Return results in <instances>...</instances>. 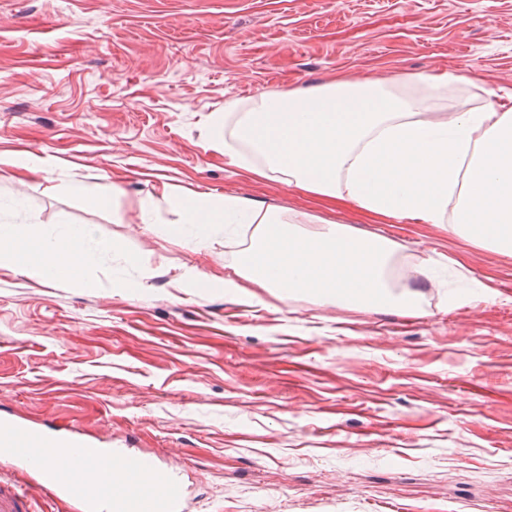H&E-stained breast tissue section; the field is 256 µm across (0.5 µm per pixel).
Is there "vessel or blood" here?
Instances as JSON below:
<instances>
[{"label":"vessel or blood","instance_id":"vessel-or-blood-1","mask_svg":"<svg viewBox=\"0 0 512 512\" xmlns=\"http://www.w3.org/2000/svg\"><path fill=\"white\" fill-rule=\"evenodd\" d=\"M47 440L36 429L13 421L0 422V454L11 455L29 462L41 457ZM96 456H79L75 467L81 480L74 481L61 475L51 466L36 471V489L46 490L77 502L82 512H178L179 493L170 491L164 498L139 501L126 490L130 478L155 480L158 469L152 459L131 460L118 457L116 468L107 477H100ZM28 490L0 488V512H30Z\"/></svg>","mask_w":512,"mask_h":512}]
</instances>
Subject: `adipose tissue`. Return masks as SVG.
<instances>
[{"label":"adipose tissue","mask_w":512,"mask_h":512,"mask_svg":"<svg viewBox=\"0 0 512 512\" xmlns=\"http://www.w3.org/2000/svg\"><path fill=\"white\" fill-rule=\"evenodd\" d=\"M427 98L399 92L387 80L328 84L267 94L224 105V129L214 146L225 166L256 172L252 157L282 175L288 186L330 204L352 203L377 215L448 223L479 245L512 254V108L491 102L428 119ZM186 224H251L254 243L237 258L238 277L225 292L254 302L255 289L307 293L324 302L420 311L421 295L396 289L397 245L347 224H326L309 234L310 214L291 217L227 195L179 199ZM91 230L68 225L37 233L31 226L0 225V265L41 283L79 277L88 262Z\"/></svg>","instance_id":"1"}]
</instances>
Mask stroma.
Returning a JSON list of instances; mask_svg holds the SVG:
<instances>
[{
	"label": "stroma",
	"mask_w": 512,
	"mask_h": 512,
	"mask_svg": "<svg viewBox=\"0 0 512 512\" xmlns=\"http://www.w3.org/2000/svg\"><path fill=\"white\" fill-rule=\"evenodd\" d=\"M426 72L431 117L512 101V0H0V154L54 159L0 166V222L118 244L79 282L0 267V420L152 458L183 512H512V256L209 147L227 102ZM188 193L393 239L421 316L225 294L253 228L196 251ZM49 164L50 162L47 158L36 154H27L22 158L14 156H3L0 154V166L6 165L16 169L19 172L43 170V168Z\"/></svg>",
	"instance_id": "stroma-1"
}]
</instances>
